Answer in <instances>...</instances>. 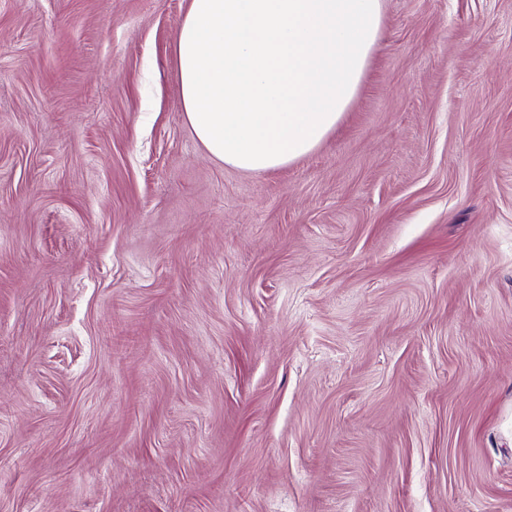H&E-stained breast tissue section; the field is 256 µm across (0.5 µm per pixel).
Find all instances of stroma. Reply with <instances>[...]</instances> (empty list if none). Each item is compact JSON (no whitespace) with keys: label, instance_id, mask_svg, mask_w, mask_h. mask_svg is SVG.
<instances>
[{"label":"stroma","instance_id":"1","mask_svg":"<svg viewBox=\"0 0 512 512\" xmlns=\"http://www.w3.org/2000/svg\"><path fill=\"white\" fill-rule=\"evenodd\" d=\"M187 5L0 0V512H512V0H383L267 173Z\"/></svg>","mask_w":512,"mask_h":512}]
</instances>
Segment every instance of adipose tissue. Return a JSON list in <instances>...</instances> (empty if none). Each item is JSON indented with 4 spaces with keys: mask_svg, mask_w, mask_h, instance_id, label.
<instances>
[{
    "mask_svg": "<svg viewBox=\"0 0 512 512\" xmlns=\"http://www.w3.org/2000/svg\"><path fill=\"white\" fill-rule=\"evenodd\" d=\"M381 23L382 0H189L175 55L197 139L248 172L309 154L354 99Z\"/></svg>",
    "mask_w": 512,
    "mask_h": 512,
    "instance_id": "adipose-tissue-1",
    "label": "adipose tissue"
}]
</instances>
